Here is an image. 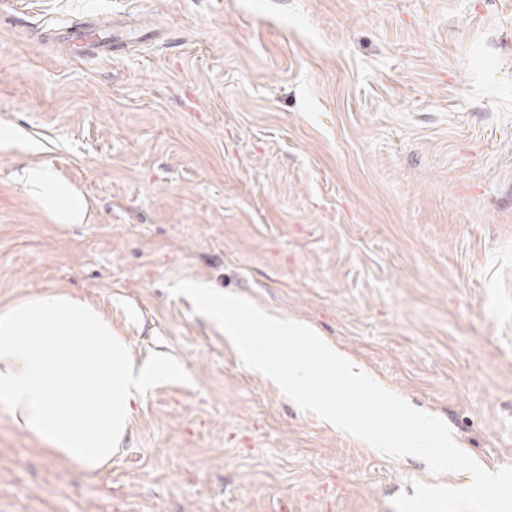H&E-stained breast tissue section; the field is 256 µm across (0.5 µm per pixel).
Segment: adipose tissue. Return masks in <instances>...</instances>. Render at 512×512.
<instances>
[{
	"label": "adipose tissue",
	"mask_w": 512,
	"mask_h": 512,
	"mask_svg": "<svg viewBox=\"0 0 512 512\" xmlns=\"http://www.w3.org/2000/svg\"><path fill=\"white\" fill-rule=\"evenodd\" d=\"M14 181L51 223L90 222L85 193L52 168L27 164ZM167 370L160 358L135 361L121 330L79 296L40 293L0 310V405L82 472L111 460L141 394Z\"/></svg>",
	"instance_id": "obj_1"
}]
</instances>
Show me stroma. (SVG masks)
I'll return each mask as SVG.
<instances>
[{
	"instance_id": "stroma-1",
	"label": "stroma",
	"mask_w": 512,
	"mask_h": 512,
	"mask_svg": "<svg viewBox=\"0 0 512 512\" xmlns=\"http://www.w3.org/2000/svg\"><path fill=\"white\" fill-rule=\"evenodd\" d=\"M130 13L148 39L66 58ZM0 308L69 291L170 373L93 474L0 406V512H394L463 488L301 410L179 280L317 330L512 466V0H0ZM51 167L61 226L17 189ZM112 28L108 25H94L86 30H68L59 34V40L65 46L66 55L77 60L89 55L106 56L103 48L110 47ZM14 181L51 223H90L92 211L85 193L52 168L38 163L21 166L14 173Z\"/></svg>"
}]
</instances>
